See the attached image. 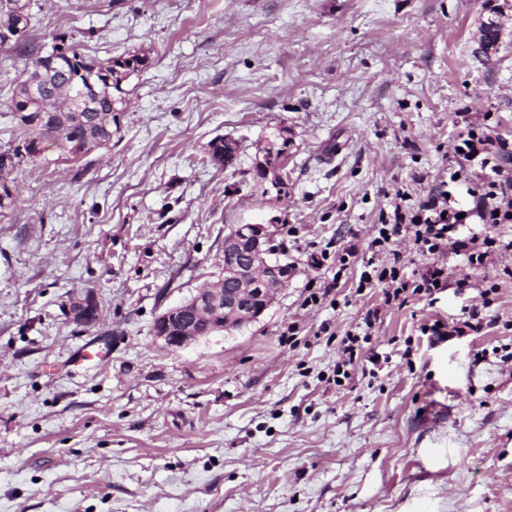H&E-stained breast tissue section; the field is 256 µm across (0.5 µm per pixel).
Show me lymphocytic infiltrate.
Listing matches in <instances>:
<instances>
[{"label":"lymphocytic infiltrate","mask_w":512,"mask_h":512,"mask_svg":"<svg viewBox=\"0 0 512 512\" xmlns=\"http://www.w3.org/2000/svg\"><path fill=\"white\" fill-rule=\"evenodd\" d=\"M448 180L429 189L426 199L413 200L397 194L393 221L381 225L371 240L373 251H381L394 237L411 234L426 261L413 279L401 277L397 266L367 263L360 284L378 282L384 286V305L404 306L413 296H432L438 284L448 281V267L440 257L451 251L463 256L469 266L484 265L494 254L512 252V240L496 233L500 224L512 222V143L494 136L489 124H470L460 133L448 157ZM467 181L471 185L473 206L460 210L451 202L448 185ZM480 224L484 231L462 236V224Z\"/></svg>","instance_id":"1"}]
</instances>
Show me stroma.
<instances>
[{"mask_svg":"<svg viewBox=\"0 0 512 512\" xmlns=\"http://www.w3.org/2000/svg\"><path fill=\"white\" fill-rule=\"evenodd\" d=\"M30 3L33 41L147 65L107 148L22 163L0 208V512H512V256L444 254L447 287L400 308L357 287L395 193L445 177L464 121L492 113L512 142V0ZM24 64L0 51L2 151ZM222 136L227 165L206 150ZM270 146L277 186L257 169ZM239 224L278 225L288 288L241 329L164 348L156 318L223 272ZM492 279L496 324L425 334ZM91 341L106 362L74 364Z\"/></svg>","mask_w":512,"mask_h":512,"instance_id":"1","label":"stroma"}]
</instances>
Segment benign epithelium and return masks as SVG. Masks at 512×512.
<instances>
[{
    "label": "benign epithelium",
    "mask_w": 512,
    "mask_h": 512,
    "mask_svg": "<svg viewBox=\"0 0 512 512\" xmlns=\"http://www.w3.org/2000/svg\"><path fill=\"white\" fill-rule=\"evenodd\" d=\"M276 224H238L224 238V251L239 263L198 289L190 298L164 310L155 320V338L181 349L221 331L257 320L288 287L291 267L274 257Z\"/></svg>",
    "instance_id": "7a95c632"
}]
</instances>
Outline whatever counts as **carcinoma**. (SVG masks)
Returning <instances> with one entry per match:
<instances>
[{"instance_id": "obj_1", "label": "carcinoma", "mask_w": 512, "mask_h": 512, "mask_svg": "<svg viewBox=\"0 0 512 512\" xmlns=\"http://www.w3.org/2000/svg\"><path fill=\"white\" fill-rule=\"evenodd\" d=\"M16 25L13 14L0 10V37L10 34L8 50L23 52L27 60L14 79L9 104L18 116V145L0 151V167L7 165L13 170L24 160L38 161L48 143L72 161L78 160L73 149L81 142L109 144L112 113L121 111L124 102L123 84L142 71L147 58L135 53L92 58L63 36L46 50L31 41V26L18 29ZM32 84L56 93L58 106L53 111H46L29 93Z\"/></svg>"}]
</instances>
